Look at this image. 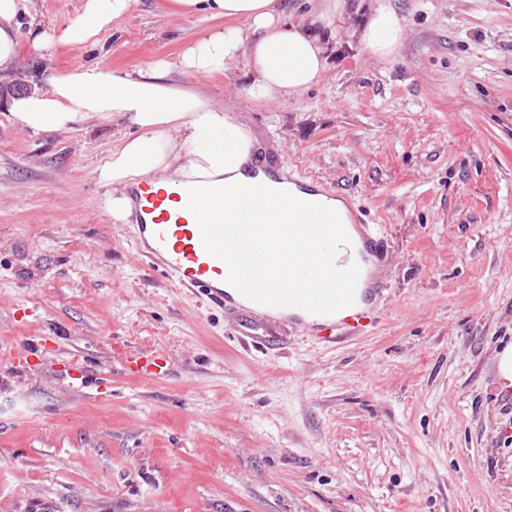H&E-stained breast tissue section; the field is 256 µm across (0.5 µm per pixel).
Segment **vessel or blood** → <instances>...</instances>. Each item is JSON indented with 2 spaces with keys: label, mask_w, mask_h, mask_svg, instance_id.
<instances>
[{
  "label": "vessel or blood",
  "mask_w": 512,
  "mask_h": 512,
  "mask_svg": "<svg viewBox=\"0 0 512 512\" xmlns=\"http://www.w3.org/2000/svg\"><path fill=\"white\" fill-rule=\"evenodd\" d=\"M196 193L192 186L171 193L146 185L132 189L131 197L140 219L137 248L156 260L163 276L230 312L235 335L274 347L280 341L281 323H299V314L303 311L322 319L332 343L339 342L344 335H361L373 324V314L362 313L344 327L336 325L337 314L345 309L360 284H367L371 293L378 297L388 288L387 283L374 275L361 280L356 271L348 269L343 257L338 260L337 277L317 287L248 288L244 291V301L234 300L224 291L223 225L204 212L188 217L184 208ZM350 217L365 259L376 266L385 262L389 255L385 233L379 226L369 223L361 210L351 209Z\"/></svg>",
  "instance_id": "vessel-or-blood-1"
}]
</instances>
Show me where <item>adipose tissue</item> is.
Segmentation results:
<instances>
[{"label": "adipose tissue", "mask_w": 512, "mask_h": 512, "mask_svg": "<svg viewBox=\"0 0 512 512\" xmlns=\"http://www.w3.org/2000/svg\"><path fill=\"white\" fill-rule=\"evenodd\" d=\"M131 0H82L76 19L63 33L33 25L27 31L32 47L50 53L58 38L89 42L124 16ZM186 15L214 20L181 55L182 74L222 75L245 98L276 103L297 97L316 84L327 69L325 30L328 18L343 14L346 0H333L311 22L288 20V0H174ZM355 37L376 57H391L399 48L403 20L387 0H378ZM243 70H236V63ZM165 61H153L118 73L95 64H79L49 77L48 93L13 101L19 124L35 133L73 128L92 117L134 127L99 169L101 180L122 186L106 210L118 224L135 209L130 189L141 184L170 189H201L195 209L224 219V263L234 273L259 274L268 286L272 269L293 267L294 288H310L336 271L337 253L360 261L355 233L341 199L299 190L276 181L254 163L257 141L223 105L169 84ZM263 183L262 194L251 190ZM331 214L338 225V243L317 236L306 208ZM300 225L290 234L289 225Z\"/></svg>", "instance_id": "obj_1"}]
</instances>
